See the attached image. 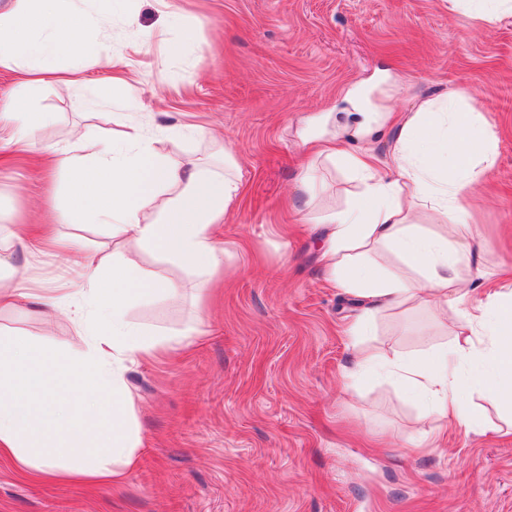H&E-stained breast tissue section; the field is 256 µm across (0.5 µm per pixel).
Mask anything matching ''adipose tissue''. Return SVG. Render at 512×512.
Instances as JSON below:
<instances>
[{
  "label": "adipose tissue",
  "mask_w": 512,
  "mask_h": 512,
  "mask_svg": "<svg viewBox=\"0 0 512 512\" xmlns=\"http://www.w3.org/2000/svg\"><path fill=\"white\" fill-rule=\"evenodd\" d=\"M84 2L0 0V68L39 83L55 74L54 60L63 53H78L86 69L107 64L108 45L84 36L111 15L113 0H100L94 14ZM467 98L460 91L406 113L382 162L369 146L379 116L348 114L343 131L360 144L349 163L364 197L323 215L327 244L321 259L329 280L361 303V314L346 327L350 341L368 335L376 315L391 309L428 306L456 324L451 346L426 358L357 352L345 387L385 372L405 393L428 401L420 426L449 420L465 432L487 434L491 425L469 408L467 396L477 388L491 404L512 410V289L475 302L459 274L467 260L461 195L484 175L496 150V135L480 113L459 109ZM44 122L28 98L0 104V131L14 150L29 151ZM40 153L46 165L66 175L57 219L107 226L124 255L108 264L95 252H82L78 282L61 299L33 297L25 268L0 275V307L33 300L48 311L70 304L80 338L46 344L0 335V462L38 484L93 491L120 481L139 462L142 435L125 380L128 366L186 347L194 335L190 328L163 334L130 319L134 303L173 299L179 289L146 278L127 254L150 249L212 277L224 262L215 228L238 202L241 182L229 163L171 164L136 127L120 141L100 137L90 158L78 139ZM425 201L450 227V237L424 233L419 207ZM8 237L32 253L74 249L50 224H15ZM376 252L394 254L402 268L379 269L370 260Z\"/></svg>",
  "instance_id": "1"
}]
</instances>
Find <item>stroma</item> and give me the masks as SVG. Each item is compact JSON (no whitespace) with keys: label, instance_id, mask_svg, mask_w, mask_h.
Listing matches in <instances>:
<instances>
[{"label":"stroma","instance_id":"35a3bbf8","mask_svg":"<svg viewBox=\"0 0 512 512\" xmlns=\"http://www.w3.org/2000/svg\"><path fill=\"white\" fill-rule=\"evenodd\" d=\"M111 45L112 64L98 70L62 60L69 91L0 70V102L29 93L47 117L38 144L66 143L78 128L88 155L98 136L136 126L179 164L208 158L216 135L240 167L242 196L217 228L224 264L211 282L149 250L136 256L146 277L182 293L134 305L132 320L196 330L188 348L127 373L137 467L89 492L27 482L0 463V512H512V433L451 425L425 438L423 401L386 376L343 386L355 347L419 357L455 332L419 307L387 311L359 344L347 339L361 307L329 282L314 219L359 198L347 158L320 163L332 190L313 213L292 208L307 140L338 133L345 113L410 112L469 92L497 148L464 192L472 231L460 275L479 300L512 284V13L488 22L453 0H122ZM115 78L133 101L87 105ZM198 129L207 139L193 138ZM63 185L36 155L16 154L0 166V223L40 222ZM0 327L46 343L72 335L63 307L48 319L22 303L0 312Z\"/></svg>","mask_w":512,"mask_h":512}]
</instances>
